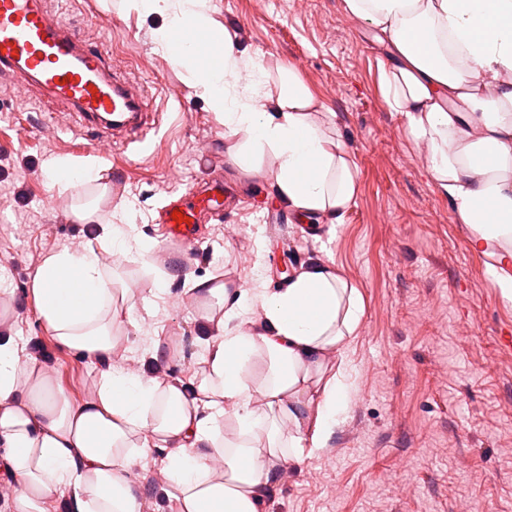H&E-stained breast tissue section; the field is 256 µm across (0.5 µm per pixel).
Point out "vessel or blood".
Returning a JSON list of instances; mask_svg holds the SVG:
<instances>
[{"mask_svg":"<svg viewBox=\"0 0 512 512\" xmlns=\"http://www.w3.org/2000/svg\"><path fill=\"white\" fill-rule=\"evenodd\" d=\"M0 72L69 107L99 140L143 139L159 124L140 87L111 69L104 49L61 20L50 0H0ZM228 203L220 181L172 197L159 215L164 241L191 242L202 217L220 214ZM176 210L183 222L173 219Z\"/></svg>","mask_w":512,"mask_h":512,"instance_id":"vessel-or-blood-1","label":"vessel or blood"}]
</instances>
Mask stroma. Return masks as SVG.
<instances>
[{"instance_id": "stroma-1", "label": "stroma", "mask_w": 512, "mask_h": 512, "mask_svg": "<svg viewBox=\"0 0 512 512\" xmlns=\"http://www.w3.org/2000/svg\"><path fill=\"white\" fill-rule=\"evenodd\" d=\"M240 42L264 64L293 67L314 93L356 164V194L341 223L275 224L266 177L237 168L224 127L198 99L184 69L153 49L159 18L124 17L112 0H51L65 21L102 44L110 66L141 83L160 124L144 142L90 141L67 107L0 75V333L47 364L72 400L94 389L102 364L60 347L39 320L30 277L43 257L93 243L73 208H131L155 247L142 263L114 265L131 311L114 363L136 371L153 342L169 358L158 372L199 381V308L185 307L184 273L228 287H284L311 261L332 263L356 288L363 315L345 349L352 388L334 434L317 455L292 462L261 512H512V301L491 255L474 251L437 189L422 143L390 109L386 56L371 25L345 0H213ZM105 163L111 189L54 182L48 163ZM228 182L238 201L200 224L192 244L157 233L170 195L203 180ZM173 279L165 293L155 272Z\"/></svg>"}]
</instances>
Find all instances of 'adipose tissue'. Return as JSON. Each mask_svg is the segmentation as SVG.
I'll list each match as a JSON object with an SVG mask.
<instances>
[{
  "mask_svg": "<svg viewBox=\"0 0 512 512\" xmlns=\"http://www.w3.org/2000/svg\"><path fill=\"white\" fill-rule=\"evenodd\" d=\"M385 44L387 103L424 143L431 175L470 243L498 249L493 273L512 300V0H346ZM124 15L160 17L155 49L183 68L224 126L246 172L271 154L274 196L301 217L342 220L356 164L322 106L292 69L270 72L213 0H121ZM94 225L98 247L48 253L31 277L39 319L66 348L105 363L93 392L68 399L52 371L0 342V482L7 512H144L134 477L160 457L176 512H260L279 467L324 448L350 401L345 347L363 314L356 289L318 262L286 288L210 286L186 276L204 312V373L192 383L112 365L129 309L111 266L150 251L134 225ZM261 311L259 327L242 316ZM267 363L263 377L251 368ZM236 429L224 433L225 415Z\"/></svg>",
  "mask_w": 512,
  "mask_h": 512,
  "instance_id": "adipose-tissue-1",
  "label": "adipose tissue"
}]
</instances>
